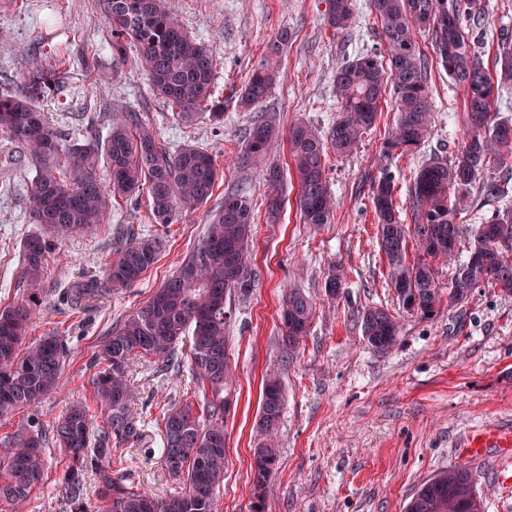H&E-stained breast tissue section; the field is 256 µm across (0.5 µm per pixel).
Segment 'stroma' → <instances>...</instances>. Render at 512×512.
I'll list each match as a JSON object with an SVG mask.
<instances>
[{
	"instance_id": "35a3bbf8",
	"label": "stroma",
	"mask_w": 512,
	"mask_h": 512,
	"mask_svg": "<svg viewBox=\"0 0 512 512\" xmlns=\"http://www.w3.org/2000/svg\"><path fill=\"white\" fill-rule=\"evenodd\" d=\"M484 35L476 53L493 68L501 34L512 35V0H484ZM327 0H175L185 31L208 45L216 59L215 96L224 102V120L207 116L182 123L150 88L135 49L113 58L111 32L97 0H0V94L17 90L26 75L52 65L56 85L39 100L66 138L87 128L107 134L114 112H134L169 152L192 145L209 152L223 177L204 204L183 209L174 223H153L147 193L114 203L104 223L66 240L47 262L43 305L27 337H64L68 353L56 392L36 408H20L0 419V452L11 436L38 420L43 433L68 406L91 403L94 357L105 336L141 307L197 244L225 194H249L258 216L252 249L256 283L231 299L229 349L237 404L226 419L227 464L220 487L221 512H251L253 450L263 380L278 371L284 386L279 464L268 479V512H405L420 486L439 469L462 464L473 473L485 512H512V463L497 449L470 453L463 446L471 430H512V296L480 288L455 306L440 304L427 318L399 308L379 247L377 217L369 184L378 174L377 157L397 114L390 103L352 153H328L325 174L336 199L331 223H302L298 183L286 173L279 219L265 217L269 188L260 165L240 163L246 133L256 115L287 132L299 119L317 130L335 122L340 104L333 78L349 58L383 50L369 0H355L352 25L328 26ZM288 29L280 76L258 111L244 110L239 90L252 65L267 55L275 35ZM428 58L432 108L428 137L415 153L391 162L394 202L409 219V186L431 158L451 159L462 135L464 94L433 60L430 31L416 34ZM504 195L488 201L473 196L460 221L485 223L512 206V173L488 167ZM35 169L22 149L0 138V307L23 294L22 239L35 232L26 200ZM157 235L156 264L130 288L110 291L83 309L63 298L86 278L104 280L120 242L129 234ZM345 285L327 295L331 266ZM315 306L310 332L297 348L282 341L280 312L288 288ZM384 306L396 313L401 331L386 351L363 338L362 313ZM157 358L129 365L135 392L132 410L138 442L112 450V471L149 493L166 497L180 487L162 462V415L192 396L187 369L159 371ZM48 478L33 490L26 512H72L59 478L68 459L56 445L45 450Z\"/></svg>"
}]
</instances>
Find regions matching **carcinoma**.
<instances>
[{
  "mask_svg": "<svg viewBox=\"0 0 512 512\" xmlns=\"http://www.w3.org/2000/svg\"><path fill=\"white\" fill-rule=\"evenodd\" d=\"M380 24L385 55L365 52L345 61L336 71V97L341 114L320 134L303 120L288 134L291 165L297 179V205L305 224H328L335 200L325 174L326 154L346 155L374 126L380 103L392 89L397 112L395 129L382 143L378 176L371 182V203L378 221L379 245L389 267V282L402 308L414 300L422 316L432 315L442 299L435 263L457 256L462 238L469 241L465 260L448 274V302H463L478 288H498L512 294V208L495 213L484 224H460L472 192L498 194L485 180L491 163L512 170V119L492 112L499 91L512 83V38L498 44L495 74L475 54L474 29L481 25V0H371ZM108 21L112 53L125 54L133 44L140 65L156 95L176 116L191 122L201 113L212 120L224 117V102L214 97L216 60L210 48L189 37L181 27L172 0H98ZM352 0H328L330 27H350ZM426 25L434 35L437 63L465 91L464 129L451 160L438 157L423 164L409 187L411 223L401 219L394 203L395 178L389 161L415 152L427 137L430 122L426 64L416 49L415 34ZM292 34L277 33L270 55L252 66L240 93V105L252 109L269 95L279 77L277 56ZM52 66L30 73L22 88L0 95V135L22 146L36 176L27 199L29 223L41 231L22 241L25 295L0 308V418L19 407H37L57 390L66 344L58 336H42L25 346L23 337L41 306L45 263L58 243L92 224H101L112 202L147 190L153 222L171 224L176 210L207 202L220 177L207 151L186 146L168 153L150 127L137 117L116 119L106 135L63 139L37 101L55 84ZM279 137L266 118L249 129L242 162L253 164ZM106 165L109 182L98 177ZM273 190L267 213L280 212L278 190L283 171L276 164L263 170ZM255 214L244 191L224 197L202 239L177 271L123 324L112 331L96 355L101 369L92 379L93 400L100 410L95 419L84 404L71 406L55 426L56 444L69 457L60 478L74 512L83 509V477L92 471L98 495L107 512H219L218 494L224 480L225 400L231 396L232 366L227 342L229 298L255 285L252 265ZM156 237L131 239L120 245L106 270L112 289L129 288L159 257ZM102 291L94 279L65 291L78 305ZM313 304L297 289L288 291L282 318L284 342L295 348L313 319ZM364 340L373 348H391L400 330L396 316L384 307L361 315ZM186 345V350L177 348ZM158 357L167 365H188L202 396L163 413V462L181 491L155 497L121 476L112 475V444L138 439L130 404L133 392L128 368L135 357ZM263 388L257 433L259 451L253 455V512H266L265 490L269 464H278L277 433L284 409V391L275 371ZM39 424L20 429L7 444L0 471V505L24 512L33 490L44 484L48 462ZM406 512H484L476 498L471 471L455 465L425 481Z\"/></svg>",
  "mask_w": 512,
  "mask_h": 512,
  "instance_id": "carcinoma-1",
  "label": "carcinoma"
}]
</instances>
